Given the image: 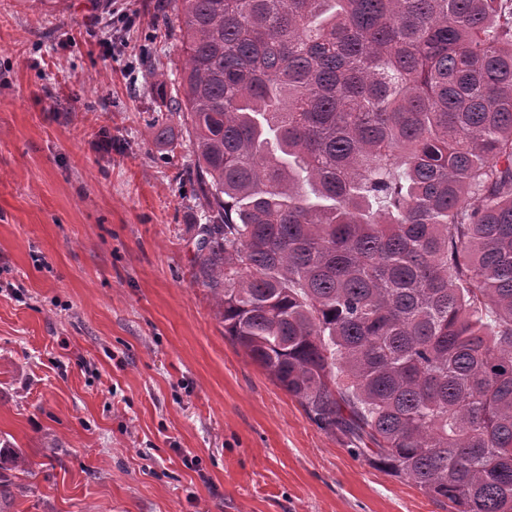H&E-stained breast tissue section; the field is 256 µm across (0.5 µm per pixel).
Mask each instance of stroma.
<instances>
[{
    "label": "stroma",
    "instance_id": "35a3bbf8",
    "mask_svg": "<svg viewBox=\"0 0 512 512\" xmlns=\"http://www.w3.org/2000/svg\"><path fill=\"white\" fill-rule=\"evenodd\" d=\"M181 26L169 0H0V448L27 462L0 512H448L225 336L153 79Z\"/></svg>",
    "mask_w": 512,
    "mask_h": 512
}]
</instances>
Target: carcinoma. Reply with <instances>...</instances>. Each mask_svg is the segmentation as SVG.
I'll use <instances>...</instances> for the list:
<instances>
[{"instance_id":"carcinoma-1","label":"carcinoma","mask_w":512,"mask_h":512,"mask_svg":"<svg viewBox=\"0 0 512 512\" xmlns=\"http://www.w3.org/2000/svg\"><path fill=\"white\" fill-rule=\"evenodd\" d=\"M224 335L455 512H512V0H171Z\"/></svg>"}]
</instances>
